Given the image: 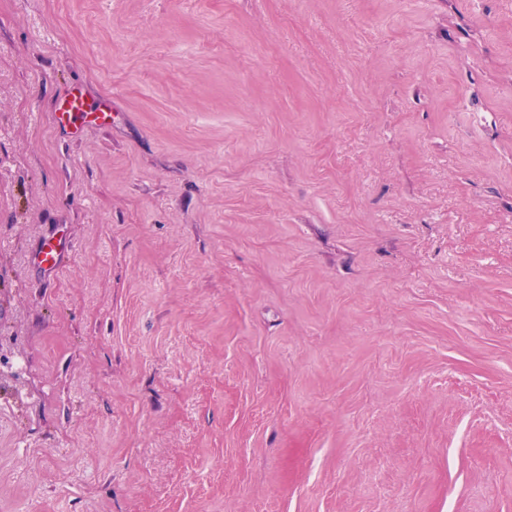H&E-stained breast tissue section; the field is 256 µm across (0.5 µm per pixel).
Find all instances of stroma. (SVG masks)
Wrapping results in <instances>:
<instances>
[{
    "label": "stroma",
    "mask_w": 512,
    "mask_h": 512,
    "mask_svg": "<svg viewBox=\"0 0 512 512\" xmlns=\"http://www.w3.org/2000/svg\"><path fill=\"white\" fill-rule=\"evenodd\" d=\"M0 512H512V0H0ZM91 107L85 93L76 87L58 97L54 113H58L60 120H66L75 129L70 132L72 135L78 136L85 127L84 123H86ZM67 249L66 244L51 232L43 237L31 257V264L44 273H53L60 268L62 257Z\"/></svg>",
    "instance_id": "obj_1"
}]
</instances>
